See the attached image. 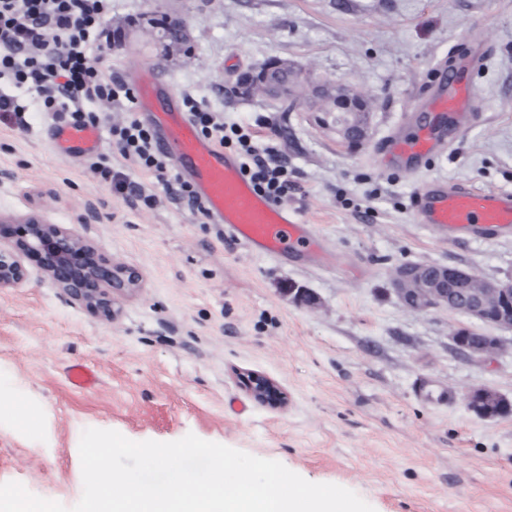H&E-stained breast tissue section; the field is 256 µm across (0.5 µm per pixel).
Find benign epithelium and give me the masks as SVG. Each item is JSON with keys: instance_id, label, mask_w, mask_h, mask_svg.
<instances>
[{"instance_id": "7a95c632", "label": "benign epithelium", "mask_w": 512, "mask_h": 512, "mask_svg": "<svg viewBox=\"0 0 512 512\" xmlns=\"http://www.w3.org/2000/svg\"><path fill=\"white\" fill-rule=\"evenodd\" d=\"M147 23L162 30L159 43L166 55L187 41L186 23L179 16L166 17L162 25L152 19ZM234 88L247 97L264 93L294 99L309 91L328 99L318 121L336 126L343 146L355 149L366 139L370 106L364 94L316 84L302 70L280 59L269 61L259 71L239 74ZM30 255L40 257L41 276L58 288L63 298L106 320L116 314V295L134 291L141 284L138 272L112 264L90 241L70 229L39 214L17 218L1 213L0 290L18 288L30 279L25 264ZM392 283L399 300L411 312L445 307L483 326L512 332V278L487 279L456 266L412 264L398 267ZM450 339L458 353L475 361L485 360L497 347L512 344V337L487 335L473 325L453 329ZM241 383L261 404L288 400L287 393L263 374L244 373ZM464 401L477 412L483 403L512 406V401L490 387L468 391Z\"/></svg>"}]
</instances>
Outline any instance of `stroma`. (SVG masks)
I'll return each mask as SVG.
<instances>
[{
    "label": "stroma",
    "mask_w": 512,
    "mask_h": 512,
    "mask_svg": "<svg viewBox=\"0 0 512 512\" xmlns=\"http://www.w3.org/2000/svg\"><path fill=\"white\" fill-rule=\"evenodd\" d=\"M144 15L182 16L185 47L161 56L135 24ZM104 25L127 30L103 48L106 75L129 84L155 72L161 92L194 98L256 142L275 138L296 183L285 205L319 249L272 256L234 241L120 156L109 128L122 108L93 103L103 156L141 189L116 191L91 159L52 151V117L35 110L36 92L17 90L30 128L0 122V212L39 213L142 281L109 321L36 276L0 291V483L70 508L83 492V430L192 433L350 489L375 512H512V414L483 418L463 400L480 387L512 400V347L466 359L450 340L462 315L410 312L392 287L410 263L512 277V234L452 241L412 209L426 181L512 192V0H112ZM274 58L365 94L364 146H338L315 120L319 97L287 111L234 93L238 73ZM453 68L471 71L477 119L436 133L428 167L384 162V138L417 132L427 87ZM76 363L96 372L94 387L71 385ZM246 371L276 381L287 405L253 400Z\"/></svg>",
    "instance_id": "35a3bbf8"
}]
</instances>
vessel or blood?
Wrapping results in <instances>:
<instances>
[{
  "mask_svg": "<svg viewBox=\"0 0 512 512\" xmlns=\"http://www.w3.org/2000/svg\"><path fill=\"white\" fill-rule=\"evenodd\" d=\"M135 86L139 111L153 116L159 148L178 174L190 179L215 223L226 225L237 242L266 253L309 252L315 248V238L307 226L287 208L272 204L256 192L234 155L199 135L176 96H160L152 73L138 77ZM430 109L451 114L463 123L473 119L467 79L454 76L450 88L431 100ZM49 144L58 155L75 159L97 155L104 146L97 127L71 124L51 127ZM384 148L391 154L423 158L432 152L434 138L425 130L409 138L391 136ZM414 213L421 223L446 232L449 238H486L512 230V193L479 192L455 183H424L415 190Z\"/></svg>",
  "mask_w": 512,
  "mask_h": 512,
  "instance_id": "obj_1",
  "label": "vessel or blood"
}]
</instances>
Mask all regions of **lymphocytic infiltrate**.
Instances as JSON below:
<instances>
[{
	"label": "lymphocytic infiltrate",
	"instance_id": "f902f5d3",
	"mask_svg": "<svg viewBox=\"0 0 512 512\" xmlns=\"http://www.w3.org/2000/svg\"><path fill=\"white\" fill-rule=\"evenodd\" d=\"M111 9L112 0H0V80L17 88L34 87L46 111L66 114L74 125H99V116L85 111V103L119 105L132 98L129 88L104 78L94 64L101 50L99 29ZM188 107L204 138L242 155V173L258 193L279 204L294 190L288 164L275 147L255 146L249 133L225 126L196 101H189ZM110 133L123 158L151 174L165 190L177 191L193 211L205 214L193 187L174 183L154 132L135 113H128Z\"/></svg>",
	"mask_w": 512,
	"mask_h": 512
}]
</instances>
